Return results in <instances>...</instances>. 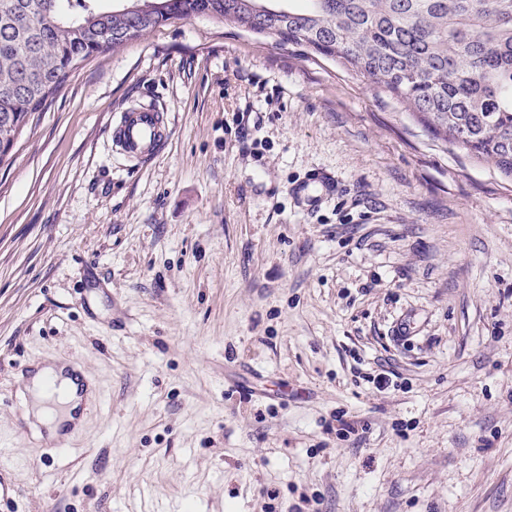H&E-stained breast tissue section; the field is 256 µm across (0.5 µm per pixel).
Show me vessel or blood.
I'll use <instances>...</instances> for the list:
<instances>
[{
  "instance_id": "obj_1",
  "label": "vessel or blood",
  "mask_w": 512,
  "mask_h": 512,
  "mask_svg": "<svg viewBox=\"0 0 512 512\" xmlns=\"http://www.w3.org/2000/svg\"><path fill=\"white\" fill-rule=\"evenodd\" d=\"M170 134L165 112L140 107L125 112L112 131V141L131 159L144 161L157 156Z\"/></svg>"
}]
</instances>
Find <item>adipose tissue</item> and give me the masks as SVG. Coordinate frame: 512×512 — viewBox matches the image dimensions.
I'll list each match as a JSON object with an SVG mask.
<instances>
[{
    "instance_id": "adipose-tissue-1",
    "label": "adipose tissue",
    "mask_w": 512,
    "mask_h": 512,
    "mask_svg": "<svg viewBox=\"0 0 512 512\" xmlns=\"http://www.w3.org/2000/svg\"><path fill=\"white\" fill-rule=\"evenodd\" d=\"M76 371L69 364L58 360L50 359L34 367L30 376L25 379L18 395L27 406L28 412L33 419V429H46L49 434H56L62 430L78 427L81 423V407L88 402L95 394L93 384H85L84 387H77L75 381ZM55 376L61 379L68 392L65 401L68 405L66 413L62 417H54L44 405V394L42 381L46 376Z\"/></svg>"
}]
</instances>
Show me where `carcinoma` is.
<instances>
[{
	"instance_id": "cac0c4a2",
	"label": "carcinoma",
	"mask_w": 512,
	"mask_h": 512,
	"mask_svg": "<svg viewBox=\"0 0 512 512\" xmlns=\"http://www.w3.org/2000/svg\"><path fill=\"white\" fill-rule=\"evenodd\" d=\"M0 0V144L91 57L172 19L242 29L272 0ZM277 5L266 35L339 60L414 112L435 137L512 180V0H304Z\"/></svg>"
}]
</instances>
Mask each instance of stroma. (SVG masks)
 <instances>
[{
    "instance_id": "stroma-1",
    "label": "stroma",
    "mask_w": 512,
    "mask_h": 512,
    "mask_svg": "<svg viewBox=\"0 0 512 512\" xmlns=\"http://www.w3.org/2000/svg\"><path fill=\"white\" fill-rule=\"evenodd\" d=\"M49 357L98 395L63 450L18 433ZM1 439L0 512H512V181L208 16L92 57L0 159ZM169 134L165 112L155 107H140L123 114L112 131V141L129 158L145 161L163 150Z\"/></svg>"
}]
</instances>
